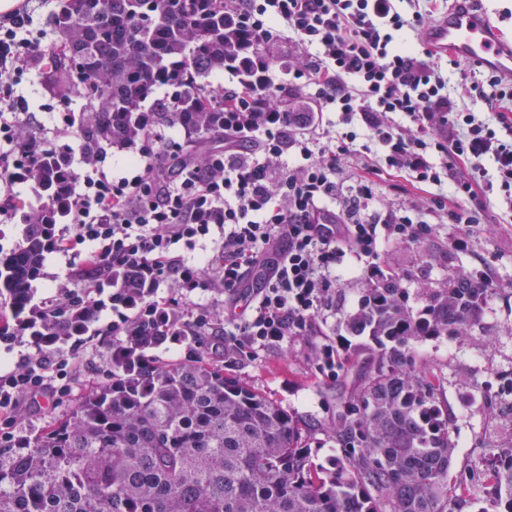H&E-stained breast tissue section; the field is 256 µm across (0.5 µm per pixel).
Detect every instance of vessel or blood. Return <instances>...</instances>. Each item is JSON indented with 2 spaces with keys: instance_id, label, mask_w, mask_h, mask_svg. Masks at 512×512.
<instances>
[{
  "instance_id": "1",
  "label": "vessel or blood",
  "mask_w": 512,
  "mask_h": 512,
  "mask_svg": "<svg viewBox=\"0 0 512 512\" xmlns=\"http://www.w3.org/2000/svg\"><path fill=\"white\" fill-rule=\"evenodd\" d=\"M421 37L434 52L475 60L512 77V39L503 36L477 0H452L447 14L424 27Z\"/></svg>"
}]
</instances>
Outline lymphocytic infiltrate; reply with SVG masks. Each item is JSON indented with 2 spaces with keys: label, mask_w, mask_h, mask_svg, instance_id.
Returning <instances> with one entry per match:
<instances>
[{
  "label": "lymphocytic infiltrate",
  "mask_w": 512,
  "mask_h": 512,
  "mask_svg": "<svg viewBox=\"0 0 512 512\" xmlns=\"http://www.w3.org/2000/svg\"><path fill=\"white\" fill-rule=\"evenodd\" d=\"M398 2L224 0L225 15L256 46L290 37L305 56L300 67L225 86L223 140L171 177L161 158L182 146L170 131L139 140L121 177L105 170L106 148L78 153L69 143L24 134L14 116L29 103L16 87L43 31L27 0L0 14V223L32 209L24 188L38 184L36 158L65 155L76 172L67 223L48 246L68 274L51 295L29 289L28 317L0 327V350L18 355L11 368H0L1 446L17 442L16 421L28 403L69 391L90 334L111 338L116 348L139 344L140 364L150 369L161 345L192 359L208 333L212 355L228 371L290 338L318 335L316 369L335 379L352 356L349 339L321 334L336 309L337 285L390 284L379 262L382 244L411 242L428 230L407 215L367 216L381 172L435 188L431 203L444 210L445 183L461 197L487 192L486 184L453 176L458 166L476 169L487 160L512 208V114L489 122L459 109L432 51L398 47L399 35L429 23L419 0L403 8ZM304 77L313 90L300 111H289V92ZM328 111L365 127L382 149V166H366L347 195L336 184V166L357 135L349 130L341 145L322 144ZM396 115L410 118L412 129L395 130ZM74 269L88 274L86 286L74 287ZM130 279L139 287H127ZM213 288L224 291L220 317L190 301ZM245 288L250 301L241 309L236 296ZM73 305L93 317L69 341L55 324Z\"/></svg>",
  "instance_id": "1"
}]
</instances>
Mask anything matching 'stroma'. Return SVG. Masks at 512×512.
Instances as JSON below:
<instances>
[{
  "mask_svg": "<svg viewBox=\"0 0 512 512\" xmlns=\"http://www.w3.org/2000/svg\"><path fill=\"white\" fill-rule=\"evenodd\" d=\"M448 91L452 100L478 118H487L489 107L477 98L473 84L479 69L469 62H444ZM17 92L31 104L35 116L32 131L38 136L73 141L71 127L62 125L53 107L55 95L36 68H28ZM379 212L405 211L414 221L430 226L431 231L418 241L385 243L381 263L396 272L399 286L408 296L412 310H421L426 299L425 285H437L449 273L470 274L483 271L497 283L483 307L481 321L465 336H440L413 344L411 355L417 367L434 370L442 379L440 400L453 418L456 450L448 472L455 484L469 473L476 481L467 485V506L463 512H491L489 484L480 479L493 451L512 447V211L503 202L504 193H492L472 201L457 199L458 208L479 211L481 219L471 229V251L459 252L450 245L456 230L451 213L431 209L427 192L400 191L396 178L382 176L375 183ZM363 294L360 282L341 285L336 292V314L329 317L324 332L330 336H349L353 348L369 344L368 336L349 335L348 317L357 311ZM313 343L297 338L281 348L245 360L236 376L281 405L301 422L315 425L309 441L310 460L329 471L343 451L336 441V416L340 402L349 393V371L338 370L335 379L322 378L311 362ZM112 348L111 340L91 342L79 357L80 369L71 391L56 397L43 410L30 411L20 421L26 438H34L46 427L63 418L91 386L102 379V370Z\"/></svg>",
  "mask_w": 512,
  "mask_h": 512,
  "instance_id": "obj_1",
  "label": "stroma"
}]
</instances>
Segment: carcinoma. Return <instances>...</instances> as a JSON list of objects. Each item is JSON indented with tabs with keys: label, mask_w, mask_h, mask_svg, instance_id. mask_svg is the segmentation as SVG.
Returning <instances> with one entry per match:
<instances>
[{
	"label": "carcinoma",
	"mask_w": 512,
	"mask_h": 512,
	"mask_svg": "<svg viewBox=\"0 0 512 512\" xmlns=\"http://www.w3.org/2000/svg\"><path fill=\"white\" fill-rule=\"evenodd\" d=\"M53 17L56 39L30 65L58 94L84 98L80 147L123 146L172 124L224 129V95L206 78L232 65L256 75L247 36L224 0H82ZM174 102L144 103L155 87ZM55 157L38 163L43 209L29 214L0 289L22 313L47 251V228L69 206ZM489 289L452 275L413 312L399 288H374L347 319L375 346L355 367L336 421L345 456L316 470L312 429L203 357L143 373L134 351L112 353L103 383L70 414L14 448L0 446V512H448L456 445L439 378L410 366V345L465 336ZM491 474L497 512H512V448Z\"/></svg>",
	"instance_id": "carcinoma-1"
}]
</instances>
